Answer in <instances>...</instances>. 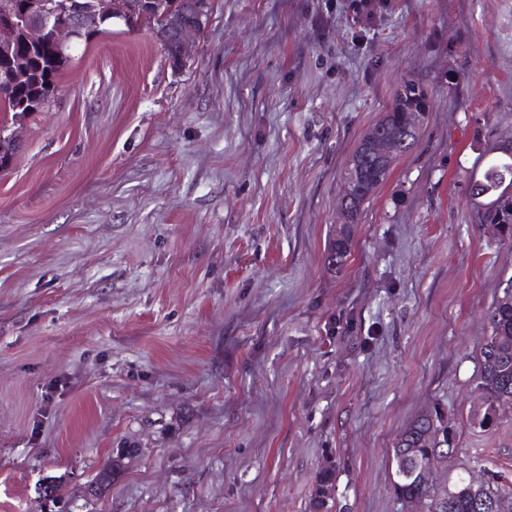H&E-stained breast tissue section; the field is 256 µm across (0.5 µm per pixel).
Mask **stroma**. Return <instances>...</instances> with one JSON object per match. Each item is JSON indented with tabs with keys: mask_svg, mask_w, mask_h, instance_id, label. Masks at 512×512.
<instances>
[{
	"mask_svg": "<svg viewBox=\"0 0 512 512\" xmlns=\"http://www.w3.org/2000/svg\"><path fill=\"white\" fill-rule=\"evenodd\" d=\"M412 79L433 107L329 272L349 160ZM512 140V0H211L176 67L153 30L77 46L0 170V512H404L420 411L436 483L512 488V414L479 405L512 241L467 186ZM132 449L99 497L88 486ZM438 414V417H437ZM423 417L429 419L430 424L428 423L429 429L427 431L426 421L417 415L412 422L407 426L405 432L409 434H405L404 436L400 434L399 439L397 440L399 443V447L403 446L402 440L405 441L404 448H397V457H396V470L397 474L395 476L396 485H400L403 481H411L416 480V483H421L424 487L426 485H432V478L435 470L441 465L443 459L448 456V449L451 451L452 448H443L444 445L450 446L452 443V434L449 432V427L447 426V421L441 412H437L433 410H427L423 412ZM439 430L438 439L442 440L443 431L447 432L448 442H442L438 445L439 448H429L427 446V440H431V436L433 433ZM427 431L424 435V439L422 440V434ZM409 437V438H408ZM408 438V439H407ZM414 448H428V457H425L426 453L423 449H419V455L414 451ZM439 461H441L439 463Z\"/></svg>",
	"mask_w": 512,
	"mask_h": 512,
	"instance_id": "35a3bbf8",
	"label": "stroma"
}]
</instances>
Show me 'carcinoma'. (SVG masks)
I'll use <instances>...</instances> for the list:
<instances>
[{
    "label": "carcinoma",
    "instance_id": "cac0c4a2",
    "mask_svg": "<svg viewBox=\"0 0 512 512\" xmlns=\"http://www.w3.org/2000/svg\"><path fill=\"white\" fill-rule=\"evenodd\" d=\"M112 0H53L60 15L79 11L87 19L81 38L63 49L57 44L54 19L40 22V35L31 37L29 25L40 16L43 0H12L8 13L0 14V28H9L12 38L0 44V169L5 167L18 147V140L9 125L22 121L40 111L49 101L63 68L69 61L72 47L88 42L93 36L105 33L113 26ZM129 17L127 29L138 26H165L168 41L165 50L169 58L177 52V30L191 16L190 0H127ZM431 100L426 90L413 79L400 83L394 92L389 109L372 123L363 134L345 173L342 210L344 227L333 236L326 248V261L332 271L341 272L351 256L353 235L359 223L363 203L388 178L394 161L409 153L417 144ZM386 142L390 150L383 155L374 152L375 143ZM469 198L476 206L479 224L501 226L500 238L512 239V155L493 157L482 173L471 179ZM486 320L490 337L480 349L479 388L490 397L512 395V300L497 298L488 309ZM426 421L415 417L405 432L407 448H425L422 434ZM131 454L128 448H118L110 464L99 472L104 483L114 477L122 462ZM439 496H451V512H475L471 497L465 493V479L452 488H437Z\"/></svg>",
    "mask_w": 512,
    "mask_h": 512
}]
</instances>
